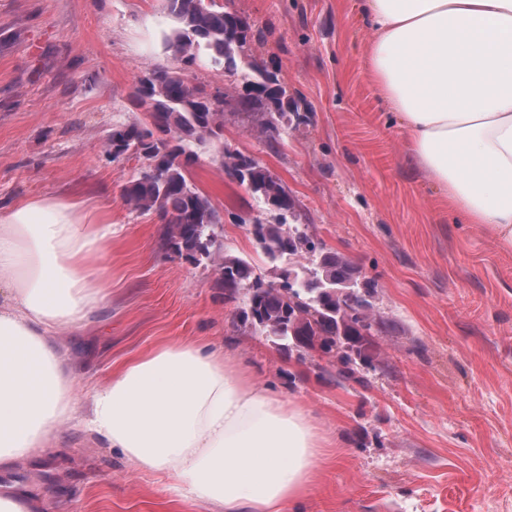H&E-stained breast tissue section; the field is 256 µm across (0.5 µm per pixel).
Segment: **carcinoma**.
<instances>
[{
	"label": "carcinoma",
	"mask_w": 512,
	"mask_h": 512,
	"mask_svg": "<svg viewBox=\"0 0 512 512\" xmlns=\"http://www.w3.org/2000/svg\"><path fill=\"white\" fill-rule=\"evenodd\" d=\"M167 2L174 25L163 35L162 51L172 64L147 68L134 91L147 106L151 125L112 128L106 152L114 160L131 150L146 161L158 155L166 158L159 174L145 169L129 180L123 197L137 211L156 212L167 224V247L193 259L202 239L199 227L223 223L219 207L189 178V167L199 159L201 148L221 138L224 97L190 81L185 68L208 62L262 86L266 95H247L242 108L248 114L264 111L263 133L270 142L296 113L288 111L285 87L249 54L251 25L226 10L224 0ZM217 158L252 194L284 206L275 221L252 225L255 243L274 279L256 272L246 258L221 259L215 287L227 298L241 290L252 296L237 309L236 324L270 338L290 354L318 350L336 359L340 378L361 380V370L375 368L370 337L377 285L344 256L326 250L302 225L288 223L295 201L267 168L240 153L221 151Z\"/></svg>",
	"instance_id": "1"
}]
</instances>
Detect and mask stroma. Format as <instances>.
<instances>
[{
  "mask_svg": "<svg viewBox=\"0 0 512 512\" xmlns=\"http://www.w3.org/2000/svg\"><path fill=\"white\" fill-rule=\"evenodd\" d=\"M226 7L251 24L250 52L299 122L268 142L240 109V76L204 63L191 74L224 95L225 149L268 168L296 202L294 223L375 280V366L346 381L319 351L290 355L238 328L214 268L168 249L159 215L126 203L142 162L112 159L105 142L113 125L146 118L134 87L167 62L166 0H0V206L68 197L114 228L101 300L57 336L77 393L90 399L121 364L168 341L221 348L258 385L309 409L333 443L288 512H512V250L449 210L418 165L369 71L361 0ZM190 176L224 213L222 252L267 272L250 233L266 206L209 155ZM17 490L28 512H209L80 415L59 444L0 471V494Z\"/></svg>",
  "mask_w": 512,
  "mask_h": 512,
  "instance_id": "1",
  "label": "stroma"
}]
</instances>
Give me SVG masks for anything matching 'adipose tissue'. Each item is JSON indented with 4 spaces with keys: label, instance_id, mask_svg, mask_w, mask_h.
<instances>
[{
    "label": "adipose tissue",
    "instance_id": "obj_1",
    "mask_svg": "<svg viewBox=\"0 0 512 512\" xmlns=\"http://www.w3.org/2000/svg\"><path fill=\"white\" fill-rule=\"evenodd\" d=\"M368 68L420 166L466 223L512 249V0H364ZM108 233L57 196L0 208V468L58 442L80 402L55 342L104 288ZM88 425L183 498L286 512L327 442L309 412L258 387L223 351L175 341L125 363Z\"/></svg>",
    "mask_w": 512,
    "mask_h": 512
}]
</instances>
